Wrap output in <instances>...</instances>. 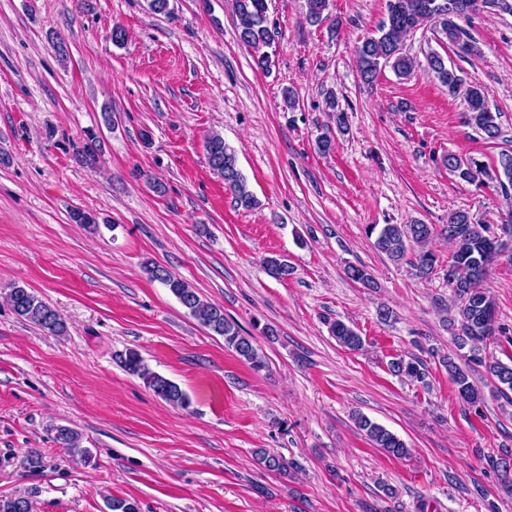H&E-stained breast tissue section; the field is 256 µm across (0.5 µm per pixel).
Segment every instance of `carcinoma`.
<instances>
[{"mask_svg": "<svg viewBox=\"0 0 512 512\" xmlns=\"http://www.w3.org/2000/svg\"><path fill=\"white\" fill-rule=\"evenodd\" d=\"M237 18L239 42L259 52L255 63L261 70L267 69L269 55L260 52L271 42L268 28V0H233ZM329 0H306V20L313 26L326 22L329 18ZM512 12L508 0H388L387 18L377 28V33L365 38L355 47L358 72L366 84L373 83L382 69L389 67L399 77L410 76L415 69L413 57L404 51L406 37L428 24L457 48L461 56L479 55L481 49L470 33L461 27L457 20L480 10ZM428 74L448 89L451 95L457 94L464 81L457 71L448 66L445 58L436 51L426 56ZM465 101L468 106L467 121L487 138L496 139L500 135L498 119L500 113L488 106L484 90L478 85L466 87ZM326 107L333 112L336 128L340 132L348 129V116L339 109L334 93L326 97ZM206 157L210 170L224 180V187L232 194L239 208L249 210L256 205L253 193L237 166L234 150L224 142L217 132L206 139ZM101 145L97 136L86 134V140L76 152L77 162L94 168L100 162ZM448 172L460 180L473 184L489 179L498 184L504 195L512 191V153H503L497 169L490 171L483 162L474 158L466 160L455 154L443 157ZM69 220L85 228L98 226L96 217L81 209L74 208ZM369 233L376 234L374 248L384 254L393 264L410 266L413 275L420 279L429 278L438 266L436 254L427 244L438 233L453 245V254L448 259V270L444 281L453 294L454 315L448 319V326L454 330L453 341L456 351L442 359L448 376L457 387L460 398L472 407L483 403V393L470 380L467 369L461 366L465 361L481 366L495 380L499 393L512 391V356L509 362L495 357L493 349L512 347V336L502 334L497 325L495 302L486 287L489 272L497 258L505 253L512 254V213L507 225L502 227V235L491 232L488 225L481 223L466 210L448 214V223L435 228L431 224L412 222L410 224L372 225ZM268 273L275 279L284 280L293 274V267L277 258L265 260ZM144 273L152 281L164 285L176 297L188 313L205 328L224 337V345L250 368L259 373L268 369V364L253 336L243 333L239 325L224 315V309L203 300L200 293L188 281L163 270L153 261L143 266ZM347 276L366 288L376 287L372 275L362 266L351 265ZM9 301L14 312L44 331L61 334L65 324L58 313L41 297L28 288L15 286L9 293ZM330 335L339 346L349 351L363 349L364 340L354 329L341 321L330 325ZM125 371L141 379L144 385L157 397L174 407L188 409L191 400L181 387L148 368L138 351L130 349L121 359ZM389 371L400 378L426 384V372L422 362L402 356L389 362ZM358 430L364 433L372 445L395 458H404L410 450L407 443L396 433L373 421L361 412L353 414ZM54 441L70 454L88 463L92 451L82 445L81 434L68 426L53 428ZM255 457L262 469L285 476L288 464L282 455L260 448ZM489 465L498 472L502 490L512 496V453L505 450L497 457L488 458ZM39 489L27 487L8 496H0V512H34Z\"/></svg>", "mask_w": 512, "mask_h": 512, "instance_id": "obj_1", "label": "carcinoma"}]
</instances>
